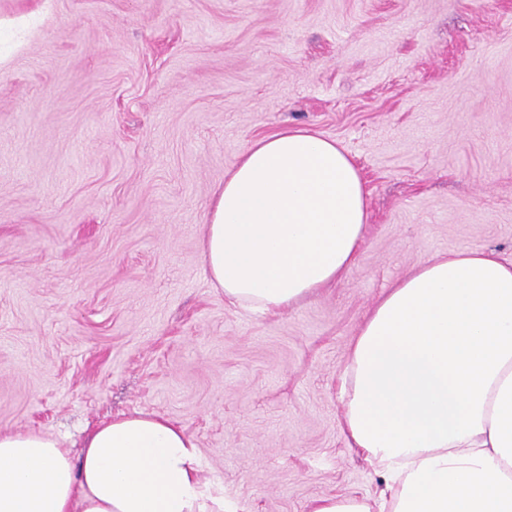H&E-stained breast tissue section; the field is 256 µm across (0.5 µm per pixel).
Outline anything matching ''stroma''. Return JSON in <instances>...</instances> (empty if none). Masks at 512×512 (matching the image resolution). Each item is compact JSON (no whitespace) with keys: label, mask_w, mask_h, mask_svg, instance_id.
Here are the masks:
<instances>
[{"label":"stroma","mask_w":512,"mask_h":512,"mask_svg":"<svg viewBox=\"0 0 512 512\" xmlns=\"http://www.w3.org/2000/svg\"><path fill=\"white\" fill-rule=\"evenodd\" d=\"M336 140L368 225L334 286L224 301L202 224L243 149ZM512 259V0H0V430L79 453L182 425L224 512L382 480L342 429L349 347L420 260Z\"/></svg>","instance_id":"35a3bbf8"}]
</instances>
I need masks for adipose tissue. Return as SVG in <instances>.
Returning a JSON list of instances; mask_svg holds the SVG:
<instances>
[{
	"mask_svg": "<svg viewBox=\"0 0 512 512\" xmlns=\"http://www.w3.org/2000/svg\"><path fill=\"white\" fill-rule=\"evenodd\" d=\"M361 174L336 141L285 129L252 142L213 199L202 258L254 312L341 281L365 237ZM343 427L381 475L309 512H512V260L422 259L376 301L340 377ZM194 439L163 416L112 417L72 456L61 438L0 430V512H223Z\"/></svg>",
	"mask_w": 512,
	"mask_h": 512,
	"instance_id": "obj_1",
	"label": "adipose tissue"
}]
</instances>
